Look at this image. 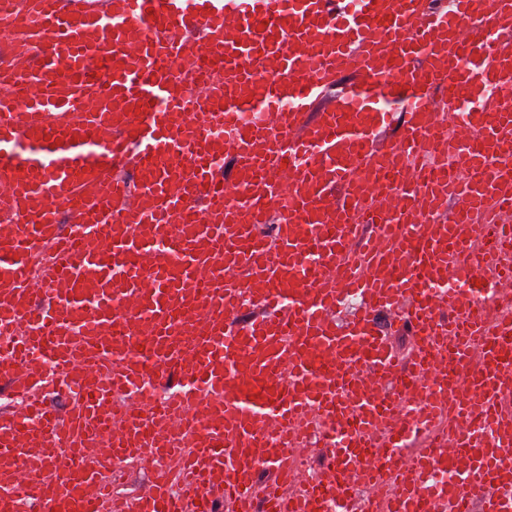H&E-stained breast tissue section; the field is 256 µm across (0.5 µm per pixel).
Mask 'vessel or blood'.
<instances>
[{
    "label": "vessel or blood",
    "mask_w": 512,
    "mask_h": 512,
    "mask_svg": "<svg viewBox=\"0 0 512 512\" xmlns=\"http://www.w3.org/2000/svg\"><path fill=\"white\" fill-rule=\"evenodd\" d=\"M0 32V512H102L136 466L126 512H512V0Z\"/></svg>",
    "instance_id": "obj_1"
}]
</instances>
